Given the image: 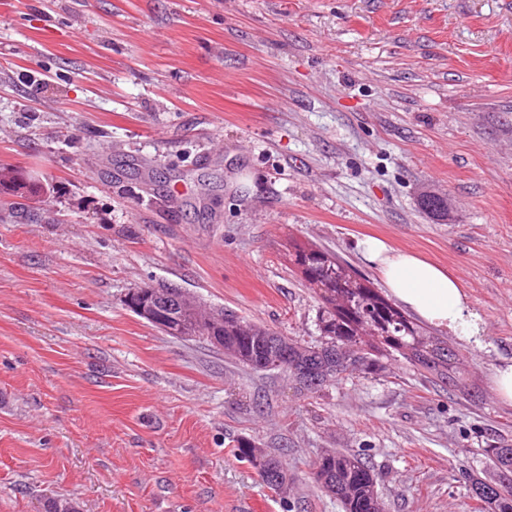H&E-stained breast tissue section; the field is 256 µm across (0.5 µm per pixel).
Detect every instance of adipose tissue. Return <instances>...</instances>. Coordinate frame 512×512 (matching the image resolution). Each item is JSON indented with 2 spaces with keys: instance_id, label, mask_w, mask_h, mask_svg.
<instances>
[{
  "instance_id": "adipose-tissue-1",
  "label": "adipose tissue",
  "mask_w": 512,
  "mask_h": 512,
  "mask_svg": "<svg viewBox=\"0 0 512 512\" xmlns=\"http://www.w3.org/2000/svg\"><path fill=\"white\" fill-rule=\"evenodd\" d=\"M362 252L373 263L389 293L420 319L484 347L485 322L459 276L412 251L396 250L378 238H367Z\"/></svg>"
}]
</instances>
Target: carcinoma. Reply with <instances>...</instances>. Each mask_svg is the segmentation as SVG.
<instances>
[{
  "label": "carcinoma",
  "instance_id": "obj_1",
  "mask_svg": "<svg viewBox=\"0 0 512 512\" xmlns=\"http://www.w3.org/2000/svg\"><path fill=\"white\" fill-rule=\"evenodd\" d=\"M288 256L304 267L303 280L321 303L319 330L324 342L309 346L288 345V376L296 378L302 368L313 371L316 382L305 388L317 392L359 371L374 374L383 369L384 360L399 354L441 380L462 386L458 377L459 355L423 326L410 320L389 298L370 286L336 254L296 241L289 243ZM224 337V354L253 367L260 357H276L285 337L265 326L239 317L203 327L206 333ZM487 455L501 473H512V447L487 449ZM237 456L246 461L258 457L277 466L281 481L288 487L284 463L248 441L237 445ZM324 478L321 488L339 500L345 512H385V502L376 489L377 479L360 454L330 450L315 462ZM475 495L490 512H512V482L472 483Z\"/></svg>",
  "mask_w": 512,
  "mask_h": 512
}]
</instances>
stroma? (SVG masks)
<instances>
[{
	"instance_id": "stroma-1",
	"label": "stroma",
	"mask_w": 512,
	"mask_h": 512,
	"mask_svg": "<svg viewBox=\"0 0 512 512\" xmlns=\"http://www.w3.org/2000/svg\"><path fill=\"white\" fill-rule=\"evenodd\" d=\"M1 165L47 194L0 204V512H344L310 475L331 449L389 512H482L512 446V0H0ZM369 236L461 276L486 347L434 334L464 388L396 355L307 392L125 303L171 284L315 344L288 245L379 289ZM493 385L498 397L512 404V363L503 364L497 368ZM237 451V456L239 458L249 462L253 459H257L258 457H260L262 459H268L269 461L275 463V465L280 471L281 476V481L278 485V489H286L288 487V469L285 467L284 463L280 459L276 458L275 456L267 454L262 448L256 447L249 441H241L240 443H238Z\"/></svg>"
}]
</instances>
